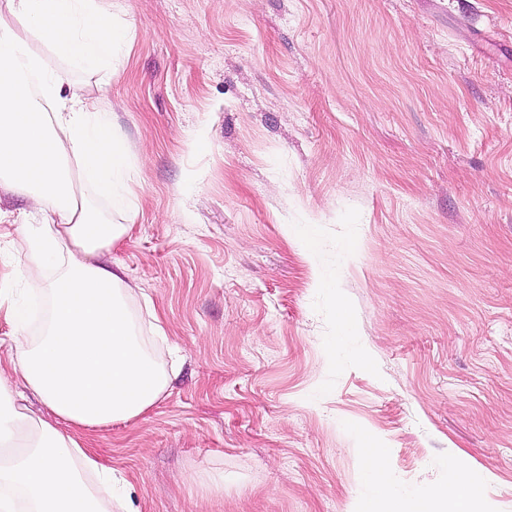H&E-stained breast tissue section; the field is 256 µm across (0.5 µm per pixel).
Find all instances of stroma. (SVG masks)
<instances>
[{
	"label": "stroma",
	"mask_w": 512,
	"mask_h": 512,
	"mask_svg": "<svg viewBox=\"0 0 512 512\" xmlns=\"http://www.w3.org/2000/svg\"><path fill=\"white\" fill-rule=\"evenodd\" d=\"M104 3L131 39L73 78L133 204L101 261L171 381L78 436L132 512L410 508L453 458L512 512V0ZM31 221L0 188V289Z\"/></svg>",
	"instance_id": "1"
}]
</instances>
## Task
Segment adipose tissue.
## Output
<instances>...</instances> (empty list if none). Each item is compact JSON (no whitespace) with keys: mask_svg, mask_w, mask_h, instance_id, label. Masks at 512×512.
I'll return each instance as SVG.
<instances>
[{"mask_svg":"<svg viewBox=\"0 0 512 512\" xmlns=\"http://www.w3.org/2000/svg\"><path fill=\"white\" fill-rule=\"evenodd\" d=\"M0 13V186L28 196L32 223L12 245L29 262L52 258L40 284L41 335L11 336L0 354V512H112L125 481L90 455L78 429L130 421L153 406L169 375L131 311V288L96 258L130 227L95 198L123 206L115 180L125 150L83 87L48 67L59 59L112 80L127 37L102 0H7ZM37 398L51 419L29 413Z\"/></svg>","mask_w":512,"mask_h":512,"instance_id":"adipose-tissue-1","label":"adipose tissue"}]
</instances>
